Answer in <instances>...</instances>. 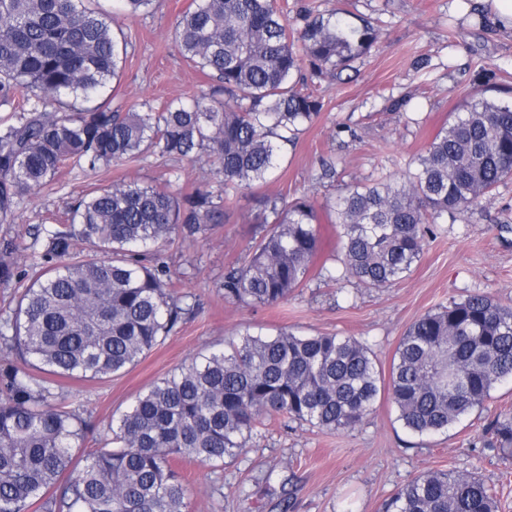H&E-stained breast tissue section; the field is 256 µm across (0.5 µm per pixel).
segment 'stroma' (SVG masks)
Here are the masks:
<instances>
[{"instance_id":"35a3bbf8","label":"stroma","mask_w":512,"mask_h":512,"mask_svg":"<svg viewBox=\"0 0 512 512\" xmlns=\"http://www.w3.org/2000/svg\"><path fill=\"white\" fill-rule=\"evenodd\" d=\"M191 0H154L148 13L118 17L128 40L112 108L186 98L209 80L180 54L173 32ZM348 10L352 23L377 30L371 49L335 78L318 76L301 62L297 81L322 100L321 113L296 142L285 145L278 168L253 191H229L223 223L166 252L179 291L195 311L127 373L102 380L58 379V391L94 430L73 451L82 459L101 447L114 415L156 379L224 339L249 330L268 335L354 336L372 348L376 366L389 374L400 337L428 311L470 293L512 304V179L489 202L449 215L406 276L382 288L350 281L297 290L288 301L257 306L224 299V271L252 244L249 219L260 198L288 203L307 195L317 207L316 268H333L338 233L329 206L350 185L396 178L472 100L512 102V34L497 32L485 17L457 0H288V19ZM336 166L320 178L323 162ZM176 195L219 191L207 157L172 160L148 154L89 174L65 171L54 189L25 196L14 223L0 224V239L16 241L22 254L39 250L32 225L61 214L71 197L118 179L161 183L170 173ZM169 180V179H168ZM512 411V382L498 385L482 410L448 432L409 434L388 395L356 429L330 433L273 414L252 435L246 451L220 467L179 464L188 481V512H383L396 489L428 470H468L495 487L501 512H512V457L483 448V431Z\"/></svg>"}]
</instances>
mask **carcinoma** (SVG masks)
I'll use <instances>...</instances> for the list:
<instances>
[{"label": "carcinoma", "instance_id": "obj_1", "mask_svg": "<svg viewBox=\"0 0 512 512\" xmlns=\"http://www.w3.org/2000/svg\"><path fill=\"white\" fill-rule=\"evenodd\" d=\"M87 0H0V224L21 199L51 189L67 166L95 173L150 152L172 160L205 153L224 189L265 181L282 146L322 108L292 82L306 57L334 77L377 34L341 12L294 30L288 3L192 0L177 18L181 55L212 84L188 102L118 112L99 101L120 80L128 43L112 12ZM126 15L153 0H118ZM303 54H298L296 44ZM512 178V104L474 100L398 179L346 189L333 206L341 266L318 277L382 287L404 277L448 213L489 201ZM66 223L41 224L40 250L19 260L0 240V280L30 277L0 340L39 372L116 377L192 312L182 306L162 247L224 220V199L197 189L116 180L65 203ZM317 210L304 195L261 201L251 253L224 273V300L274 305L312 280ZM89 248L79 256L78 244ZM512 378V305L483 294L452 299L401 337L389 378L370 346L336 334L231 336L191 358L112 420L113 448L73 469L87 424L51 382L0 361V512H187L175 458L223 465L243 454L261 418L276 413L341 432L361 425L388 391L410 433L445 432L483 408ZM485 447L512 456V412L486 428ZM496 491L474 472L435 470L398 488L386 512H499Z\"/></svg>", "mask_w": 512, "mask_h": 512}]
</instances>
